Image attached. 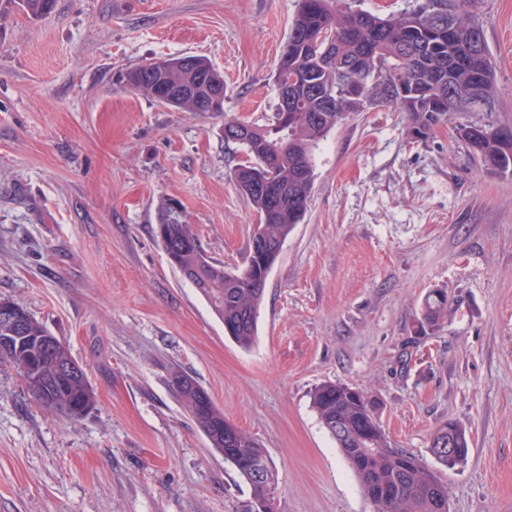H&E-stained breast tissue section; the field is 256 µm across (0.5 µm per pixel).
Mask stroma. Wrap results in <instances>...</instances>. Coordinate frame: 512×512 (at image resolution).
Returning <instances> with one entry per match:
<instances>
[{
	"mask_svg": "<svg viewBox=\"0 0 512 512\" xmlns=\"http://www.w3.org/2000/svg\"><path fill=\"white\" fill-rule=\"evenodd\" d=\"M296 0H0V298L85 368L95 407L39 406L0 363V512H235L250 494L182 405L192 376L267 448L277 512H372L311 406L340 382L378 403L390 444L448 485L450 512H512V176L487 171L449 115L424 142L394 108L354 112L318 144L307 211L266 283L250 348L225 336L154 228L178 202L205 251L242 267L259 217L224 122L265 123ZM495 119L512 126V0H483ZM208 58L224 109L181 112L119 72ZM448 317L414 335L429 292ZM470 437L446 468L432 433Z\"/></svg>",
	"mask_w": 512,
	"mask_h": 512,
	"instance_id": "obj_1",
	"label": "stroma"
}]
</instances>
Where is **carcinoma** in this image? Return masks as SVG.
Segmentation results:
<instances>
[{
  "label": "carcinoma",
  "mask_w": 512,
  "mask_h": 512,
  "mask_svg": "<svg viewBox=\"0 0 512 512\" xmlns=\"http://www.w3.org/2000/svg\"><path fill=\"white\" fill-rule=\"evenodd\" d=\"M448 18L444 25L435 20L440 0H411L409 8L382 18L357 7V0H297V12L274 74V83L293 79L295 106L288 113V127L274 117L265 125L250 124V134L238 141L246 149L252 169H236L234 180L241 194L257 212L265 233L274 241L287 240L304 216L313 185L312 148L352 112H365L350 86L398 79L403 89L380 101L405 113L407 132L415 131L427 141L435 128L448 121L453 112L486 113L475 121L457 126L459 138L476 153L486 169L512 172V127L508 139L493 133L501 129L491 114L495 111L497 86L494 65L484 38L480 17L482 0H447ZM24 11L41 17L51 12L54 0H20ZM197 67L183 70L178 58L162 60L163 68L150 75L141 66L124 75L126 84L155 101L184 112L200 111L208 98L206 84L224 88L220 72L204 57H196ZM176 83L184 87L182 97L173 101L160 96L159 84ZM262 170L279 188L283 201L270 208L265 197L252 188L253 172ZM157 225L166 228L159 236L163 250L171 252L178 263L193 271L201 285V294L224 323L237 325L233 340L241 347L252 345L257 335V312L265 288L252 285L246 270L257 261L247 248L246 269L232 271L215 261L198 264L201 244L182 215L163 203ZM448 315V295L437 290L426 296L417 330L427 333ZM39 358L36 346L0 348V358L23 372L28 356ZM45 384L31 391L43 407L68 414V406L80 400L83 384L79 380L60 381L50 368L43 373ZM172 385L185 408L199 384L190 376L175 373ZM311 405L321 424L332 430L348 427L352 441L337 444L354 471L361 488L391 485L393 495L372 501L374 512H448V486L414 454L390 445L376 419L377 404L361 392H353L342 383H324L312 390ZM199 429L215 439L226 431L234 432L224 448V463L247 482L250 497L237 506V512H253L259 500L274 498L278 476L267 450L253 437L238 429L215 409L193 416ZM372 429L375 438L370 447L374 459H358V441ZM261 476L250 479V473Z\"/></svg>",
  "instance_id": "obj_1"
}]
</instances>
